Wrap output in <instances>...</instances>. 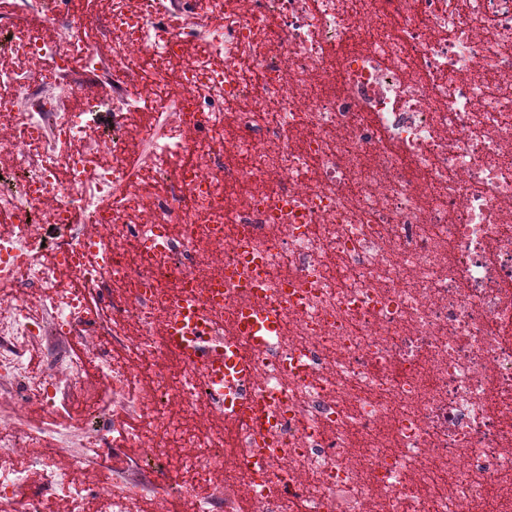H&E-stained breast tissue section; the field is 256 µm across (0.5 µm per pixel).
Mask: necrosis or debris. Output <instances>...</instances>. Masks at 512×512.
<instances>
[{"mask_svg":"<svg viewBox=\"0 0 512 512\" xmlns=\"http://www.w3.org/2000/svg\"><path fill=\"white\" fill-rule=\"evenodd\" d=\"M68 4L0 25V276L37 288L0 294V503L59 512L71 477L42 461L33 491L20 424L36 410L62 432L82 364L36 378L24 347L80 336L94 359L134 324L85 445L101 468L108 436L135 447L126 465L160 460L154 512L174 495L209 512L219 473L248 512H512V0ZM152 103L168 133L132 142ZM220 264L260 276L283 329L241 341L251 376L218 392L155 329ZM116 278L132 292L93 312ZM247 298L203 302L210 345ZM250 402L269 426L184 420Z\"/></svg>","mask_w":512,"mask_h":512,"instance_id":"4bbe7bcc","label":"necrosis or debris"}]
</instances>
